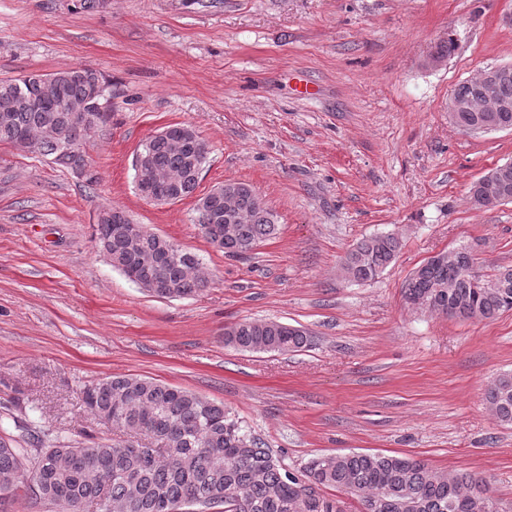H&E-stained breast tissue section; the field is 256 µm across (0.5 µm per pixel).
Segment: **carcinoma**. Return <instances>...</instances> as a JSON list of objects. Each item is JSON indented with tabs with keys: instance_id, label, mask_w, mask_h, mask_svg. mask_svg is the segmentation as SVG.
<instances>
[{
	"instance_id": "carcinoma-1",
	"label": "carcinoma",
	"mask_w": 512,
	"mask_h": 512,
	"mask_svg": "<svg viewBox=\"0 0 512 512\" xmlns=\"http://www.w3.org/2000/svg\"><path fill=\"white\" fill-rule=\"evenodd\" d=\"M63 80L64 100L80 106L90 99L102 107L109 89H96L102 75L88 66L56 72ZM41 75L0 79V143H12L19 130L51 128L56 136L42 141L38 155L57 160L60 142L80 143L85 128L69 121L67 112H30L22 100L38 95ZM499 129L512 128V111L485 114ZM479 112H460L455 124L476 126ZM190 126L174 124L150 137L142 147L161 174L167 195L183 200L199 185L196 175L208 155L192 147ZM493 182L478 180L470 202L478 210L491 204L489 195L512 198V168L491 170ZM236 198V210L222 216L220 239L209 234L202 214L196 222L204 238L230 258H243L279 232L276 215L248 184L227 181L220 186ZM110 223H98L94 240L112 266L128 279L151 285L147 293L162 299L195 295L209 285L196 256L177 248L178 257L156 258L174 245L143 225L134 241L123 230L132 224L125 211L109 208ZM399 239L376 234L357 242L345 255L342 272L356 283L378 279L395 260ZM406 299L421 309L460 320L483 321L512 310V268L486 276L466 248L443 264L426 261L404 284ZM224 344L238 350L287 353L311 344L304 329L271 320H243L224 330ZM84 401L98 421L112 423L127 439L77 445L61 440L51 429L32 435L29 448L0 438V500L19 489L34 500L64 512H343L342 501L328 498L334 488L356 496L362 512H498L488 480L468 472L442 471L403 455L350 452L313 458L303 477L288 471L264 441L241 426L217 403L188 389L145 376L106 377L84 390ZM485 401L496 418L512 424V373L501 374L486 390ZM109 504L99 507L102 484Z\"/></svg>"
}]
</instances>
